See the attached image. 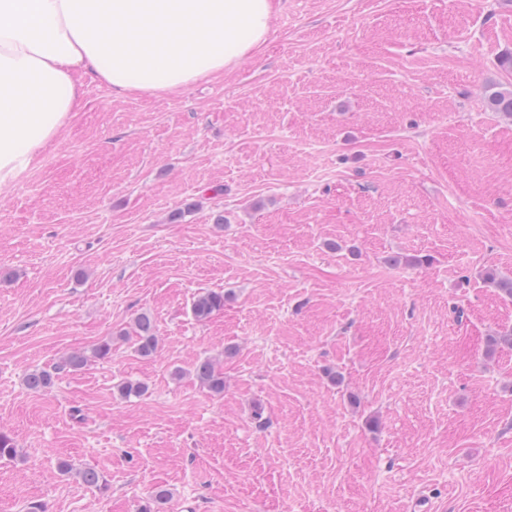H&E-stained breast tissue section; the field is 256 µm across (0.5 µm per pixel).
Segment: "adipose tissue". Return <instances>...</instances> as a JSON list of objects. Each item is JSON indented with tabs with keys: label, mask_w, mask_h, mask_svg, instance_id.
I'll list each match as a JSON object with an SVG mask.
<instances>
[{
	"label": "adipose tissue",
	"mask_w": 512,
	"mask_h": 512,
	"mask_svg": "<svg viewBox=\"0 0 512 512\" xmlns=\"http://www.w3.org/2000/svg\"><path fill=\"white\" fill-rule=\"evenodd\" d=\"M278 0H0V184L85 107L84 80L176 92L260 53Z\"/></svg>",
	"instance_id": "adipose-tissue-1"
}]
</instances>
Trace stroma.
I'll return each mask as SVG.
<instances>
[{"mask_svg":"<svg viewBox=\"0 0 512 512\" xmlns=\"http://www.w3.org/2000/svg\"><path fill=\"white\" fill-rule=\"evenodd\" d=\"M510 54L512 0H281L223 77L86 80L0 186V512H512ZM224 307L223 293L207 292L200 295L193 303V313L200 320L208 319L215 311ZM137 350L142 356H150L156 350L155 328L151 318L142 314L136 319ZM196 377L211 392L220 394L224 391V376L218 372L210 361L199 363L196 368Z\"/></svg>","mask_w":512,"mask_h":512,"instance_id":"35a3bbf8","label":"stroma"}]
</instances>
